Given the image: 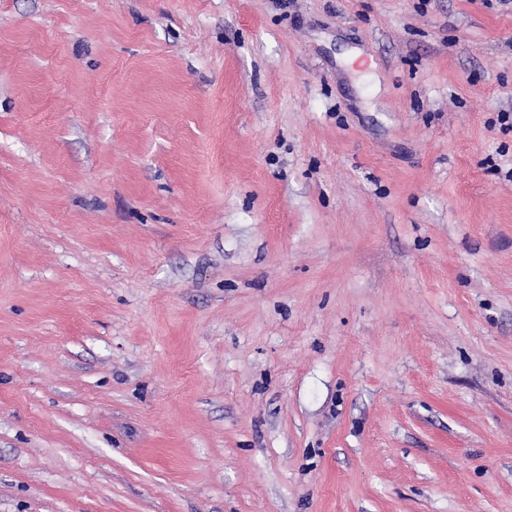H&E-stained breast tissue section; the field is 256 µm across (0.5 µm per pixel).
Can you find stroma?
I'll return each mask as SVG.
<instances>
[{
	"label": "stroma",
	"instance_id": "obj_1",
	"mask_svg": "<svg viewBox=\"0 0 512 512\" xmlns=\"http://www.w3.org/2000/svg\"><path fill=\"white\" fill-rule=\"evenodd\" d=\"M504 112L512 4L0 0V512H512Z\"/></svg>",
	"mask_w": 512,
	"mask_h": 512
}]
</instances>
